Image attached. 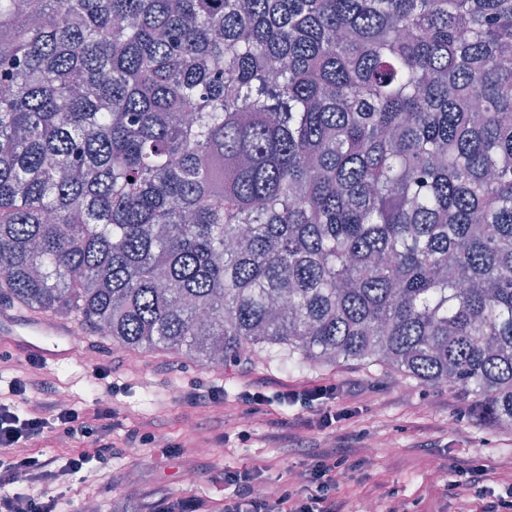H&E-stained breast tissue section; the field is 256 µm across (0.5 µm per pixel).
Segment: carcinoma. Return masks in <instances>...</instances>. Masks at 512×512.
Returning <instances> with one entry per match:
<instances>
[{
    "label": "carcinoma",
    "mask_w": 512,
    "mask_h": 512,
    "mask_svg": "<svg viewBox=\"0 0 512 512\" xmlns=\"http://www.w3.org/2000/svg\"><path fill=\"white\" fill-rule=\"evenodd\" d=\"M2 303L511 427L512 0H0Z\"/></svg>",
    "instance_id": "cac0c4a2"
}]
</instances>
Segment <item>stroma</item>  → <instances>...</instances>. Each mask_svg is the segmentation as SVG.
I'll return each mask as SVG.
<instances>
[{"instance_id": "obj_1", "label": "stroma", "mask_w": 512, "mask_h": 512, "mask_svg": "<svg viewBox=\"0 0 512 512\" xmlns=\"http://www.w3.org/2000/svg\"><path fill=\"white\" fill-rule=\"evenodd\" d=\"M75 347L76 357L43 368L58 402L87 409L114 382L121 386L116 396L121 414L108 435L112 451L98 453L91 437L38 446L43 457L62 461L81 452L92 456L57 497L56 512H145L149 490L195 497L215 510L233 495L224 483L228 468L264 466L270 481L294 482L311 444L279 447L267 420L294 424L302 411L274 403L263 412H247L238 391L251 379L279 388L333 383L360 390L359 414L336 426L337 435H358L363 445L360 464L338 489L349 512H361L368 503L376 512H386L392 504L402 512H462L448 494L456 463L512 466V429L475 414L456 390L421 385L395 371L342 361L292 373L265 357L213 368L164 350L130 352L85 329ZM99 368L108 370V380L96 378ZM199 382L223 387V404L188 411L181 392ZM149 419L157 420L161 441L188 439L197 443V450L163 458L144 448L137 457L127 456L129 434ZM242 430L249 432L248 442L239 441ZM437 459L444 468L435 476L430 465ZM132 471L137 474L133 481L128 478Z\"/></svg>"}]
</instances>
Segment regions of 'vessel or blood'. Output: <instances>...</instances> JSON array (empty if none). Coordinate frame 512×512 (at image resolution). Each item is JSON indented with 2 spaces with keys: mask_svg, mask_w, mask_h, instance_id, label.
Wrapping results in <instances>:
<instances>
[{
  "mask_svg": "<svg viewBox=\"0 0 512 512\" xmlns=\"http://www.w3.org/2000/svg\"><path fill=\"white\" fill-rule=\"evenodd\" d=\"M68 323L49 317L28 315L0 310V339L12 343L22 352L39 356L46 362H62L72 355Z\"/></svg>",
  "mask_w": 512,
  "mask_h": 512,
  "instance_id": "b4317fda",
  "label": "vessel or blood"
}]
</instances>
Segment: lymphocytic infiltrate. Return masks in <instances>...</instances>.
Here are the masks:
<instances>
[{"instance_id":"1","label":"lymphocytic infiltrate","mask_w":512,"mask_h":512,"mask_svg":"<svg viewBox=\"0 0 512 512\" xmlns=\"http://www.w3.org/2000/svg\"><path fill=\"white\" fill-rule=\"evenodd\" d=\"M30 370L25 377L14 378L6 393H0V484H10L17 477L36 487V495L1 496L0 512H53L52 489L68 484L70 476L86 463L77 456L66 462L31 455V448L54 440L58 435L69 438L96 436L100 451H108L109 421L118 419L117 404H94L82 412L63 407L52 397L47 379L38 376V358L28 357ZM36 394L35 406L18 413L17 401L27 394ZM239 398L251 410L276 402L297 405L303 409H318L317 420H304L303 428L319 435L343 417L352 416L354 400L351 396L337 397L332 386L298 387L271 390L261 380L247 381ZM343 399V408H335L336 399ZM355 448L328 446L309 456L304 463L303 489L284 488L267 484L265 492H258L257 483L264 475L263 468L228 471L224 482L233 486L235 497L225 503L224 512H347L343 501L336 496V477L351 470ZM456 494L469 499V512H512V480L498 478L481 464L462 467L454 486Z\"/></svg>"}]
</instances>
